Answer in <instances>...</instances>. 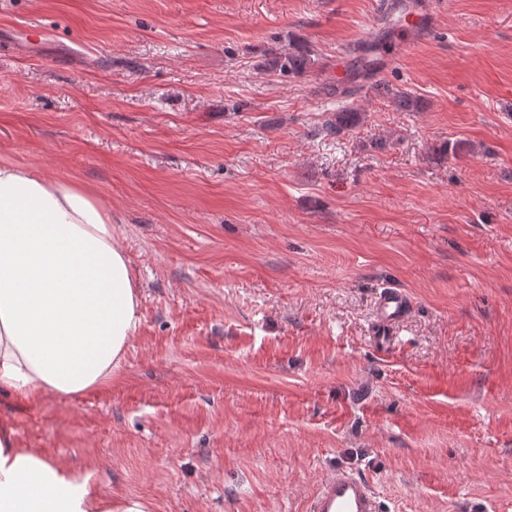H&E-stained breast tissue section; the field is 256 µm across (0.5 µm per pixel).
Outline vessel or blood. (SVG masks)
I'll list each match as a JSON object with an SVG mask.
<instances>
[{
    "instance_id": "b4317fda",
    "label": "vessel or blood",
    "mask_w": 512,
    "mask_h": 512,
    "mask_svg": "<svg viewBox=\"0 0 512 512\" xmlns=\"http://www.w3.org/2000/svg\"><path fill=\"white\" fill-rule=\"evenodd\" d=\"M412 308L410 298L397 288H385L375 303L373 343L383 353L394 349L398 330ZM306 512H380L369 480L345 467L333 469L311 496Z\"/></svg>"
}]
</instances>
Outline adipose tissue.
I'll list each match as a JSON object with an SVG mask.
<instances>
[{"label":"adipose tissue","mask_w":512,"mask_h":512,"mask_svg":"<svg viewBox=\"0 0 512 512\" xmlns=\"http://www.w3.org/2000/svg\"><path fill=\"white\" fill-rule=\"evenodd\" d=\"M141 293L112 215L91 193L0 162V396L30 403L111 383L136 335ZM0 512H147L17 447L0 419Z\"/></svg>","instance_id":"ef3b65f1"}]
</instances>
